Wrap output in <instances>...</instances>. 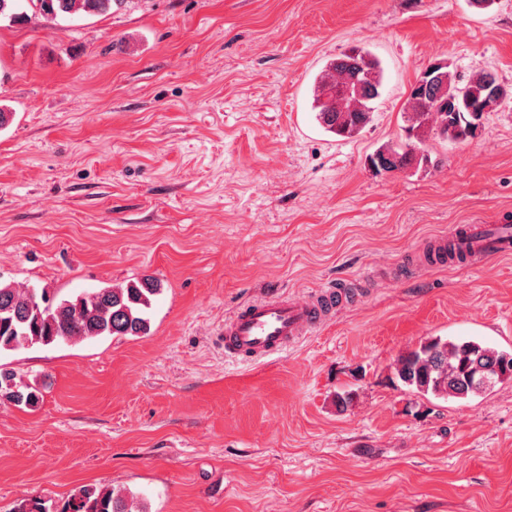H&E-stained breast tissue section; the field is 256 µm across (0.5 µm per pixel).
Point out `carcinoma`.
I'll return each instance as SVG.
<instances>
[{
  "instance_id": "1",
  "label": "carcinoma",
  "mask_w": 512,
  "mask_h": 512,
  "mask_svg": "<svg viewBox=\"0 0 512 512\" xmlns=\"http://www.w3.org/2000/svg\"><path fill=\"white\" fill-rule=\"evenodd\" d=\"M130 0H0V19L13 24L29 19L27 9L45 19L94 16L120 8ZM495 75L480 73L464 83L455 81L448 63L436 60L417 77L404 107L406 142L385 144L375 154L396 155L400 166L426 168L431 157L424 148L428 134L465 143L476 137L477 118L462 106L467 100L492 112L497 102L492 89ZM382 69L378 60L360 47L334 59L320 74L315 91L316 119L328 132L351 139L368 124L373 103L380 96ZM160 292L154 278H143L120 288H101L58 299L47 289L17 288L0 282V351L100 336H140L150 328L152 297ZM488 372L491 385L478 381ZM394 375L408 390L436 399H466L498 383L512 380V353L499 351L469 338L434 337L401 355ZM19 382L15 373L0 370V402L33 407L38 390ZM57 512H144L124 495L107 488L83 487Z\"/></svg>"
}]
</instances>
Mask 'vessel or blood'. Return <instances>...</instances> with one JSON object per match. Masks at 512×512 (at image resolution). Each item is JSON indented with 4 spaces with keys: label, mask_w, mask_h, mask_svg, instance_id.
<instances>
[{
    "label": "vessel or blood",
    "mask_w": 512,
    "mask_h": 512,
    "mask_svg": "<svg viewBox=\"0 0 512 512\" xmlns=\"http://www.w3.org/2000/svg\"><path fill=\"white\" fill-rule=\"evenodd\" d=\"M456 245L472 263L512 254V226L466 224L454 237L439 236L429 243L433 264L446 265L448 247ZM347 295L331 288L311 300L268 296L240 306L224 324V350L232 357H264L279 353L330 320L346 305Z\"/></svg>",
    "instance_id": "vessel-or-blood-1"
}]
</instances>
